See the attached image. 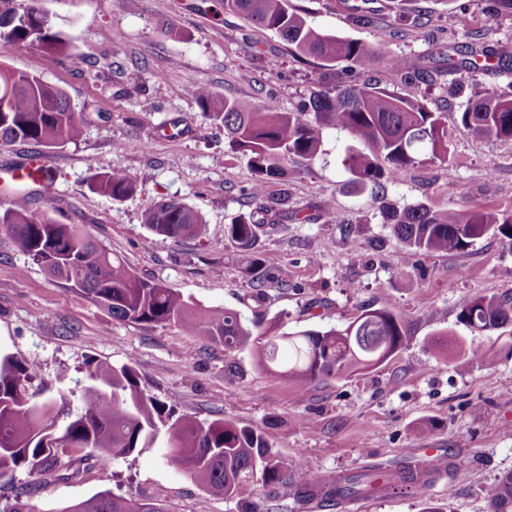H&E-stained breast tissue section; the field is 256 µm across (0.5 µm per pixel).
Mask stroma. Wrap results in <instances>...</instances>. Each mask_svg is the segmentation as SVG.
Returning <instances> with one entry per match:
<instances>
[{
    "mask_svg": "<svg viewBox=\"0 0 512 512\" xmlns=\"http://www.w3.org/2000/svg\"><path fill=\"white\" fill-rule=\"evenodd\" d=\"M321 31L410 55L435 82L407 80L384 64L367 69L371 83L422 101L441 113L448 156L427 160L389 184L383 199L350 183L344 131L327 130L312 163L288 167L268 194L287 193L301 217L260 236L270 271L287 272V289L251 300L238 252L224 227L240 209V188L253 174L203 114L193 91L254 105L274 98L293 111L313 88L335 85V71L294 55L270 30L225 13L224 0H39L67 44L49 54L39 43L0 40V64L63 89L82 120L76 141L58 146H0V168L45 156L50 186H27L31 210L54 204L55 218L89 232L138 274L204 307L262 313L285 330L343 328L365 310L390 306L407 325L401 348L382 365L347 379H327L299 392L288 378L260 369L250 352H226L200 332L175 325L139 326L112 318L82 294L48 276L27 256L0 243V354L36 362L39 397L65 392L71 408L87 382V363L133 364L144 391L202 423L230 419L261 430L282 461L302 459L318 474L389 466L426 454L448 458L450 474L422 491L407 488L354 505L352 512H490L487 491L512 471V349L474 336L457 320L474 296L512 295V242L490 233L462 253L406 254L386 220V206L424 202L512 212V139L473 136L461 114L484 87L512 93V64L473 78L448 70L446 53L475 35L488 44L512 41V17L496 16L490 0H408L403 15L374 0L372 24L352 22L344 0H289ZM184 128L181 137L167 127ZM122 170L137 181L128 198L95 192L96 174ZM178 199L197 211L206 232L197 239L154 235L141 222L154 204ZM332 201L341 223L322 209ZM489 354V362L457 356L456 346ZM236 376H228L227 364ZM30 488L37 512L107 491L164 504L168 512H265L250 500L206 491L170 466L161 449L88 468L74 482L38 488L27 471L0 485V507Z\"/></svg>",
    "mask_w": 512,
    "mask_h": 512,
    "instance_id": "1",
    "label": "stroma"
}]
</instances>
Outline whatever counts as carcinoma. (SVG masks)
Listing matches in <instances>:
<instances>
[{
	"label": "carcinoma",
	"mask_w": 512,
	"mask_h": 512,
	"mask_svg": "<svg viewBox=\"0 0 512 512\" xmlns=\"http://www.w3.org/2000/svg\"><path fill=\"white\" fill-rule=\"evenodd\" d=\"M224 12L238 15L255 27L275 32L296 54L334 67L344 77L330 91L313 90L293 112L281 111L272 99L250 106L220 98L207 86L195 98L207 116L224 127L229 147L247 161L255 175L240 189L246 211L225 226L224 237L241 256L242 272L261 301L266 289L288 287L284 274L272 275L257 250L259 235L298 213H289L288 194L269 196L267 184L286 174L288 164L314 161L323 145L324 129L350 134L359 148L349 155L352 184L359 190L385 193L408 168L422 163V150L431 158L447 155L440 115L417 99L400 97L359 74L383 60L406 79L423 78L411 56H387L379 46L360 39L327 34L308 22L306 13L288 7V0H224ZM0 40L38 41L53 51L66 43L49 16L30 0L17 8L0 0ZM512 61V42L490 46L476 38L460 53L448 57V68L469 74L487 70L492 61ZM462 124L485 138H512V98L487 87L461 115ZM82 134L79 114L59 87L0 65V144L16 142L55 146ZM95 190L121 201L136 183L126 172L100 174ZM388 223L409 252L465 251L474 240L493 231L512 241V213L462 207L453 211L418 203L388 212ZM142 223L171 239L199 238L205 222L188 204L164 200L147 209ZM45 272L83 293L112 318L135 325L177 324L201 330L231 352L250 348L263 370L280 369L300 387L325 379H345L389 359L403 345L406 322L390 307L366 310L342 329L283 331L275 319L257 314L246 325L232 309H200L164 285L144 278L119 257L98 245L88 232L60 224L49 211L33 212L27 198L15 197L0 210V236ZM458 322L470 332L489 335L512 325V298L484 295L465 300ZM261 332L255 334L253 329ZM37 366L12 355L0 356V482L10 483L25 470L40 488L76 481L90 466L107 468L113 461L159 446L166 461L189 474L207 491L226 499H243L257 486L272 497L288 489L302 502L351 501L412 485L429 476L402 466L395 472L377 469L340 475L322 485L298 463L288 464L270 451L261 431L231 420L208 424L176 414L166 402L145 394L130 364L113 367L96 363L87 369L88 384L76 412L66 411L67 396L39 400L30 392ZM68 421L58 425L61 415ZM68 461H62V458ZM490 512H512V471L489 488ZM58 512H168L142 499L95 494Z\"/></svg>",
	"instance_id": "cac0c4a2"
}]
</instances>
